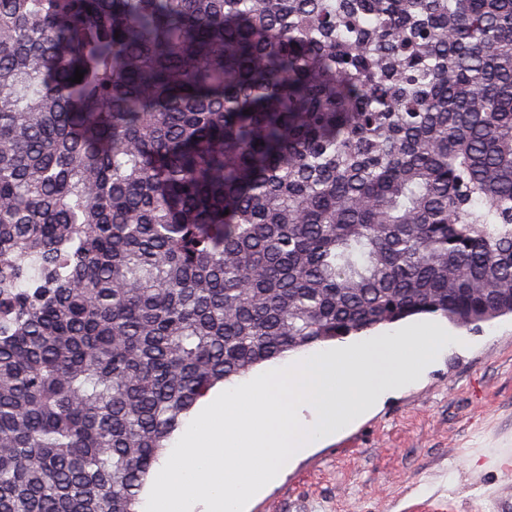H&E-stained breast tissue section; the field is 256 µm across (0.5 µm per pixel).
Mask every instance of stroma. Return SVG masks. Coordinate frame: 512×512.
Here are the masks:
<instances>
[{
	"instance_id": "stroma-1",
	"label": "stroma",
	"mask_w": 512,
	"mask_h": 512,
	"mask_svg": "<svg viewBox=\"0 0 512 512\" xmlns=\"http://www.w3.org/2000/svg\"><path fill=\"white\" fill-rule=\"evenodd\" d=\"M416 385L297 459L249 512H512V315L461 330Z\"/></svg>"
}]
</instances>
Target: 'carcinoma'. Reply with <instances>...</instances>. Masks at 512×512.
Returning a JSON list of instances; mask_svg holds the SVG:
<instances>
[{"instance_id": "obj_1", "label": "carcinoma", "mask_w": 512, "mask_h": 512, "mask_svg": "<svg viewBox=\"0 0 512 512\" xmlns=\"http://www.w3.org/2000/svg\"><path fill=\"white\" fill-rule=\"evenodd\" d=\"M421 315H512V0H0V512Z\"/></svg>"}]
</instances>
